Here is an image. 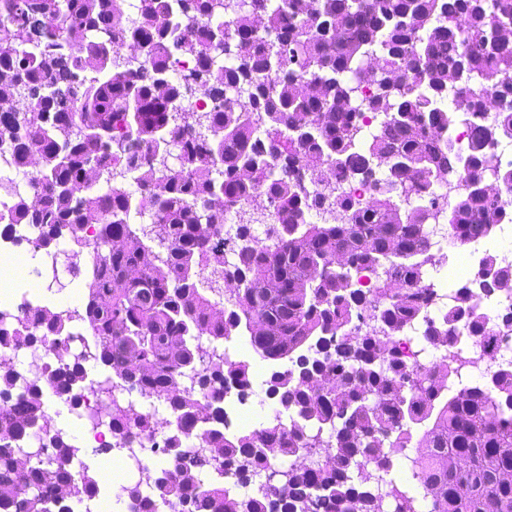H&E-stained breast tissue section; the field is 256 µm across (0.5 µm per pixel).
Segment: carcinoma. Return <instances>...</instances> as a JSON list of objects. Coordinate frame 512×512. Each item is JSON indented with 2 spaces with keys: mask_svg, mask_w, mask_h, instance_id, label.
<instances>
[{
  "mask_svg": "<svg viewBox=\"0 0 512 512\" xmlns=\"http://www.w3.org/2000/svg\"><path fill=\"white\" fill-rule=\"evenodd\" d=\"M508 27L512 0H137L133 17L118 0H0V151L35 187L7 189L0 224L36 226L45 252L69 236L73 275L87 268L80 312L44 306L31 324L0 309V349L79 342L51 374L65 401L86 363L118 373L100 385L112 428L131 456L179 463L146 493L121 486L129 512H418L395 480L355 476L408 448L429 512H512V367L449 397L438 375L460 367L399 350L409 323L432 344L483 335L479 297L512 290V268L488 255L440 321L426 314L432 224L464 242L512 224V204L484 189L490 170L512 194V168L492 165L512 137ZM182 59L193 65L175 70ZM89 169L107 190L78 192ZM439 175L456 190L446 209ZM231 336L276 365L278 409L258 436L221 428L224 386L251 380L224 356ZM174 378L189 384L161 421L127 398ZM44 415L40 388L0 370V489L27 488L0 512H53L57 491L99 487L73 474L61 430L47 450L26 443ZM194 435L205 442L190 450ZM227 466L235 486L261 479L253 495H231Z\"/></svg>",
  "mask_w": 512,
  "mask_h": 512,
  "instance_id": "obj_1",
  "label": "carcinoma"
}]
</instances>
